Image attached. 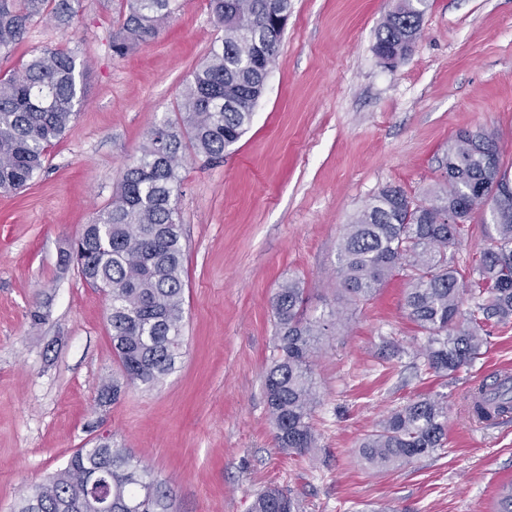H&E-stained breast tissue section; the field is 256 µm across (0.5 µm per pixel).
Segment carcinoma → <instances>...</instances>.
Wrapping results in <instances>:
<instances>
[{"label":"carcinoma","instance_id":"cac0c4a2","mask_svg":"<svg viewBox=\"0 0 512 512\" xmlns=\"http://www.w3.org/2000/svg\"><path fill=\"white\" fill-rule=\"evenodd\" d=\"M224 32L204 64L185 84L179 118L165 119L147 134L140 155L123 171L115 195L84 225L69 252L90 284L109 289L112 347L131 384L153 386L180 357L184 321V247L172 197L181 186L185 151L209 160L224 158L250 125L267 70L282 41L291 0H208ZM427 0H396L378 30L375 50L388 64L405 59L420 36ZM179 9V0H127L112 53L124 57L155 39ZM50 12L67 26L72 0H0V53H9L27 24ZM272 35L257 59L254 44ZM82 74L69 49L35 54L19 75L0 76V190L18 191L44 167L48 148L72 125L85 100ZM495 150L496 193L512 195L498 139L487 130L459 133L448 146V163L460 165L438 190L415 202L397 186H386L344 226L336 270L349 301L369 300L400 270L409 271L404 305L425 334L429 369L440 376L473 362L486 342L490 321L512 320V206L498 208L486 226L487 247L464 284L448 253L461 231L491 197L478 192L490 178L483 147ZM475 310L463 313V295ZM300 282L282 283L272 298L277 356L264 375V392L278 448L303 456L315 447L312 417L318 403L313 372L319 340L332 335L342 311L311 318L303 309ZM472 415L491 424L512 410V383L492 380L472 393ZM447 403L422 398L381 420L360 444L362 459L393 468L443 447ZM105 471L112 512H171V491L131 452L112 444L72 454L48 482L30 487L13 512H95L82 486L85 470ZM251 512H299V504L277 488L257 494Z\"/></svg>","mask_w":512,"mask_h":512}]
</instances>
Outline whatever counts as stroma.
Listing matches in <instances>:
<instances>
[{
  "mask_svg": "<svg viewBox=\"0 0 512 512\" xmlns=\"http://www.w3.org/2000/svg\"><path fill=\"white\" fill-rule=\"evenodd\" d=\"M153 41L112 55L126 0H81L69 27L34 18L0 54V75L46 48L75 51L87 102L46 167L0 191V512L104 435L170 488L176 512H250L275 485L302 512H495L512 481V421L472 419L476 385L512 368V322L490 324L470 365L429 370L425 336L397 273L347 304L336 278L345 224L384 186L420 200L442 183L462 130L500 138L512 182V0H429L410 55L375 51L393 0H292L252 123L222 162L189 155L175 198L185 249L184 345L171 374L130 385L112 349L107 291L60 264L106 206L150 128L174 117L184 85L220 39L208 0H179ZM299 279L308 314L345 312L315 358L317 446L282 452L264 372L271 300ZM118 382L117 401L99 398ZM446 398L447 440L395 469L359 444L389 411Z\"/></svg>",
  "mask_w": 512,
  "mask_h": 512,
  "instance_id": "obj_1",
  "label": "stroma"
}]
</instances>
